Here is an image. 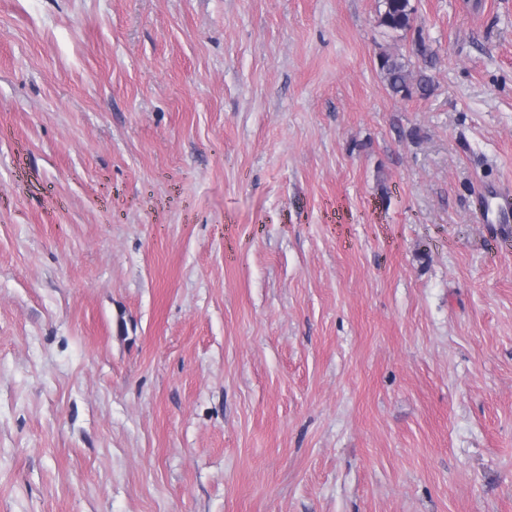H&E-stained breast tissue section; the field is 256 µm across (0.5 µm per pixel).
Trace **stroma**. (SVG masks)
I'll return each mask as SVG.
<instances>
[{"label":"stroma","mask_w":512,"mask_h":512,"mask_svg":"<svg viewBox=\"0 0 512 512\" xmlns=\"http://www.w3.org/2000/svg\"><path fill=\"white\" fill-rule=\"evenodd\" d=\"M410 3L0 0V512H512V0ZM384 11L380 14V24L393 31H406L412 26L414 9L410 0H383ZM416 55L419 61L417 78L409 68L410 63L404 61L403 57L386 52L378 56V68L383 80L390 91L402 99L411 98L417 93L425 97L431 92L432 79L427 71L432 67V54L422 42H419L416 45ZM509 197L508 187L504 189L497 187L494 196L482 193L478 202L480 219L485 224H500V231L504 236L512 234ZM492 199H500L503 203H497L493 209Z\"/></svg>","instance_id":"stroma-1"}]
</instances>
